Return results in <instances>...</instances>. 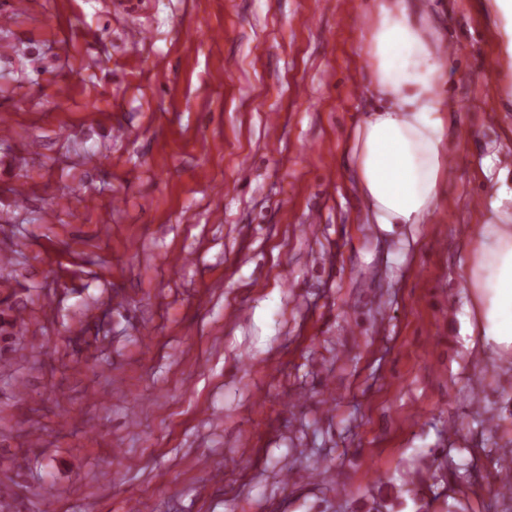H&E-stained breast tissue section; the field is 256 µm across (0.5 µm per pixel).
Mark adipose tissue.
Instances as JSON below:
<instances>
[{
    "instance_id": "ef3b65f1",
    "label": "adipose tissue",
    "mask_w": 512,
    "mask_h": 512,
    "mask_svg": "<svg viewBox=\"0 0 512 512\" xmlns=\"http://www.w3.org/2000/svg\"><path fill=\"white\" fill-rule=\"evenodd\" d=\"M365 30L375 104L352 136V177L374 223L419 224L440 200L451 151L442 34L418 0H374ZM462 274L468 335L484 356L511 361L512 222L476 226Z\"/></svg>"
}]
</instances>
